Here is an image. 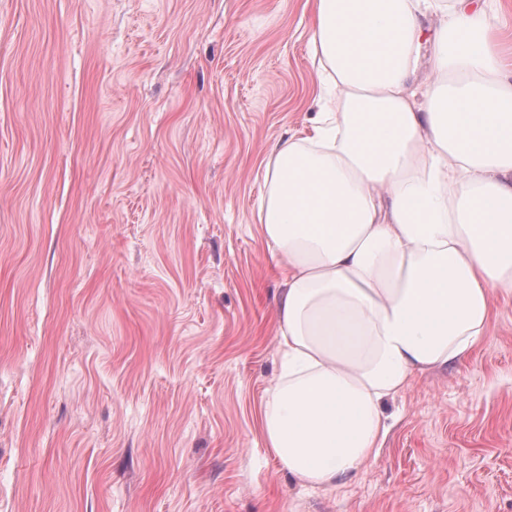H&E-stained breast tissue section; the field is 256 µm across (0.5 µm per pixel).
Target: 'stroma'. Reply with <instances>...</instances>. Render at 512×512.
<instances>
[{"mask_svg": "<svg viewBox=\"0 0 512 512\" xmlns=\"http://www.w3.org/2000/svg\"><path fill=\"white\" fill-rule=\"evenodd\" d=\"M312 0H0V512H512V296L352 483L265 448L264 162Z\"/></svg>", "mask_w": 512, "mask_h": 512, "instance_id": "1", "label": "stroma"}]
</instances>
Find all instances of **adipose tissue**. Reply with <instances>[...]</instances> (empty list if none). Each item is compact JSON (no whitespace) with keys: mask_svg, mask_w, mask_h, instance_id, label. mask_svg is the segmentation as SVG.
I'll list each match as a JSON object with an SVG mask.
<instances>
[{"mask_svg":"<svg viewBox=\"0 0 512 512\" xmlns=\"http://www.w3.org/2000/svg\"><path fill=\"white\" fill-rule=\"evenodd\" d=\"M502 0H314L319 110L266 164L283 287L260 425L302 488L376 458L384 403L446 371L512 295V66ZM428 77H421V69Z\"/></svg>","mask_w":512,"mask_h":512,"instance_id":"1","label":"adipose tissue"}]
</instances>
